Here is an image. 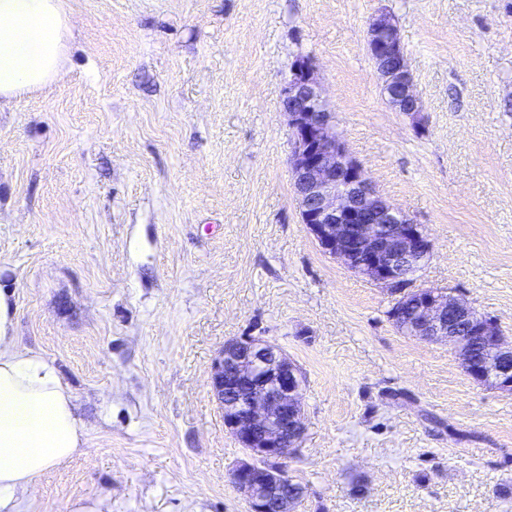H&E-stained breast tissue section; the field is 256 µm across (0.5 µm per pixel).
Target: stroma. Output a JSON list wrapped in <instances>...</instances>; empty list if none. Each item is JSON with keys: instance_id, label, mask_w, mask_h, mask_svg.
Here are the masks:
<instances>
[{"instance_id": "stroma-1", "label": "stroma", "mask_w": 512, "mask_h": 512, "mask_svg": "<svg viewBox=\"0 0 512 512\" xmlns=\"http://www.w3.org/2000/svg\"><path fill=\"white\" fill-rule=\"evenodd\" d=\"M65 75L0 107V287L88 454L24 512H248L210 381L224 342L303 371L293 512H512V395L325 254L295 201L282 90L314 59L337 137L432 243L415 276L512 340V0H64ZM394 19L423 109L364 47Z\"/></svg>"}]
</instances>
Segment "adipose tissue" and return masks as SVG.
I'll return each mask as SVG.
<instances>
[{
    "mask_svg": "<svg viewBox=\"0 0 512 512\" xmlns=\"http://www.w3.org/2000/svg\"><path fill=\"white\" fill-rule=\"evenodd\" d=\"M72 35L63 0H0V101L59 80ZM0 289V512H19L31 485L87 446L73 396L52 361L19 348Z\"/></svg>",
    "mask_w": 512,
    "mask_h": 512,
    "instance_id": "adipose-tissue-1",
    "label": "adipose tissue"
}]
</instances>
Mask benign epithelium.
<instances>
[{
  "label": "benign epithelium",
  "instance_id": "obj_1",
  "mask_svg": "<svg viewBox=\"0 0 512 512\" xmlns=\"http://www.w3.org/2000/svg\"><path fill=\"white\" fill-rule=\"evenodd\" d=\"M365 48L383 78L384 94L395 91L405 111H422L391 16L371 19ZM282 104L292 141L295 199L319 247L392 295L414 292L410 308L420 326L409 327L411 335L448 342L470 379L512 394V341L504 339L497 323L449 290L412 287L408 277L430 258L431 241L421 225L378 194L337 138L313 58L296 60ZM304 383L284 350L262 338L229 339L213 362L212 391L224 409V427L252 457L232 472L249 512L291 507L293 479L285 460L299 447L305 429Z\"/></svg>",
  "mask_w": 512,
  "mask_h": 512
}]
</instances>
